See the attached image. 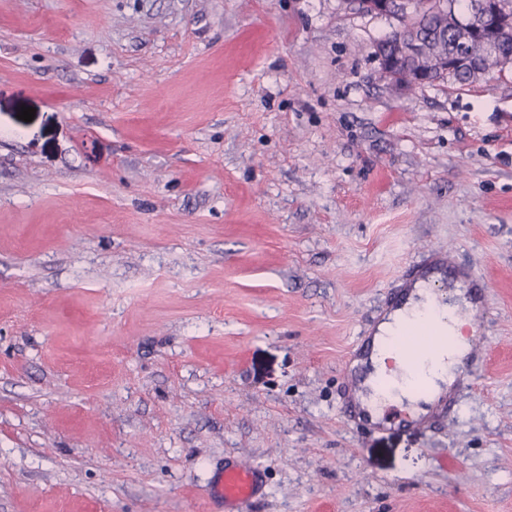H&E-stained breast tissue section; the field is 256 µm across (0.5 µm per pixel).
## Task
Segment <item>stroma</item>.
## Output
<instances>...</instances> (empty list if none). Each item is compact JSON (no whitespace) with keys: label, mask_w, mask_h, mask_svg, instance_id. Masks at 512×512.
Here are the masks:
<instances>
[{"label":"stroma","mask_w":512,"mask_h":512,"mask_svg":"<svg viewBox=\"0 0 512 512\" xmlns=\"http://www.w3.org/2000/svg\"><path fill=\"white\" fill-rule=\"evenodd\" d=\"M354 0H0V512H512V66L396 88ZM35 110L32 121L17 117ZM485 281L426 424L349 420L401 267ZM213 504L220 505L225 512H248L262 494V479L256 468H243L226 462L211 480Z\"/></svg>","instance_id":"obj_1"}]
</instances>
